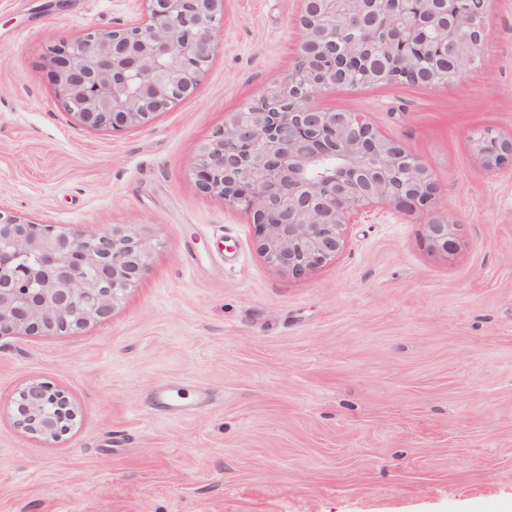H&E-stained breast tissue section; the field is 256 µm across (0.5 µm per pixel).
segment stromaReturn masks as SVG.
<instances>
[{"label":"stroma","instance_id":"obj_1","mask_svg":"<svg viewBox=\"0 0 512 512\" xmlns=\"http://www.w3.org/2000/svg\"><path fill=\"white\" fill-rule=\"evenodd\" d=\"M300 0H224L197 93L123 132L59 106L48 46L143 19V0H0V208L64 231L134 226L148 270L104 322L0 338V512H512V0L447 84L325 89L415 152L433 209L378 208L296 278L192 163L247 100L286 85ZM455 226L433 247L428 224ZM33 380L77 409L55 443L13 422ZM186 390L172 416L151 399ZM473 145L488 164L498 163L507 155L512 156V141L500 140L489 133L473 139ZM453 226L454 224H448L443 219H435L429 222L428 237L436 249L448 253L455 248Z\"/></svg>","mask_w":512,"mask_h":512}]
</instances>
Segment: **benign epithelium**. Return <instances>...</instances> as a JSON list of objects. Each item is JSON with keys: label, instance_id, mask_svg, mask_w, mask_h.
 <instances>
[{"label": "benign epithelium", "instance_id": "1", "mask_svg": "<svg viewBox=\"0 0 512 512\" xmlns=\"http://www.w3.org/2000/svg\"><path fill=\"white\" fill-rule=\"evenodd\" d=\"M146 16L47 48L60 107L82 126L121 132L193 96L215 47L224 0H144ZM488 0H301V37L287 86L242 104L201 149L194 174L204 193L246 214L257 248L295 277L336 259L344 227L376 207L431 208L437 187L421 159L356 112L318 110L320 90L389 82L454 81L477 62ZM487 163L512 141L473 139ZM431 244L456 246L453 225L428 224ZM130 228L67 233L0 209V337L51 335L108 319L148 269ZM14 422L46 442L76 419L69 398L33 380Z\"/></svg>", "mask_w": 512, "mask_h": 512}]
</instances>
